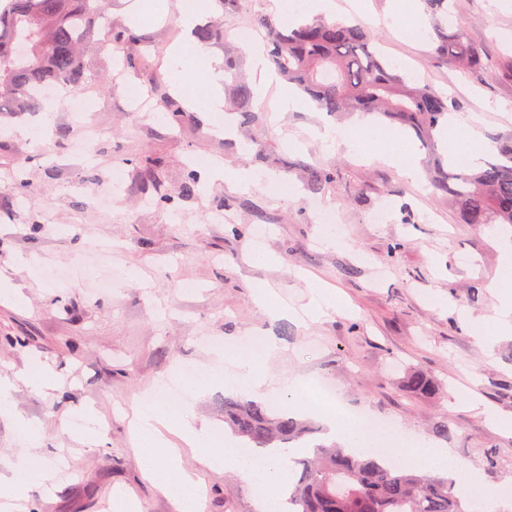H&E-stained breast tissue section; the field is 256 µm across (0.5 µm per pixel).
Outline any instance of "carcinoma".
<instances>
[{"mask_svg":"<svg viewBox=\"0 0 512 512\" xmlns=\"http://www.w3.org/2000/svg\"><path fill=\"white\" fill-rule=\"evenodd\" d=\"M425 2L432 16L448 19L428 33L436 52L455 67L488 71L490 62L481 43L452 20L451 0ZM98 18H104L102 0H0V112L33 111L41 81L82 89L87 82L82 60L86 48L137 44L130 28L109 23L100 29ZM252 25L269 31L271 63L319 111L376 115L411 131L431 152V182L448 199L459 223L512 224V136L502 139L494 160L475 169H446L436 150V134L448 122V98L397 69L365 23L314 17L280 29L260 17ZM223 37V31L213 26L194 31L201 44ZM228 95L242 124L252 123L253 91L234 73ZM129 164L140 170L143 191L155 193V204L173 203L161 191V158L140 156ZM305 179L307 190L319 193L336 181V171L310 166ZM201 183V175L185 167L183 194L192 195ZM406 388L429 398L441 390L436 379L418 371L408 375ZM224 427L245 447L255 449L287 448L316 432L312 420L301 414L245 397L224 399ZM297 464L300 470L289 487V500L300 512H477L445 478L399 464H380L338 444L317 446L313 458Z\"/></svg>","mask_w":512,"mask_h":512,"instance_id":"obj_1","label":"carcinoma"}]
</instances>
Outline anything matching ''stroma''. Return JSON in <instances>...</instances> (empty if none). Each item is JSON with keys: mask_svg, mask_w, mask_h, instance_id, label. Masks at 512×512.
I'll list each match as a JSON object with an SVG mask.
<instances>
[{"mask_svg": "<svg viewBox=\"0 0 512 512\" xmlns=\"http://www.w3.org/2000/svg\"><path fill=\"white\" fill-rule=\"evenodd\" d=\"M137 2L109 0L107 7L113 21L141 36L144 65L123 70L116 64L122 53L112 47L84 57L92 118L102 130L92 161L73 153L81 130L69 120L67 97L42 100L31 112L0 114V275L18 290L0 297V374L39 360L59 381L44 393L17 385L13 414H0V472L19 462L61 468L54 495L32 492L29 512H108L118 492L138 501L142 512H177L140 469L132 411L181 369L210 363L214 342L256 334L278 346L262 364L265 401L290 408V385L327 378L344 404L393 420L411 440L450 449L493 489H512L511 465L489 469L483 462L487 446L512 448V430L486 417L491 411L512 418V334L486 342L478 333L499 306L491 288L501 272L497 232L458 223L427 179H402L376 157L375 144L354 153L312 137V129L324 124L387 132L393 126L357 114L337 119L308 101L279 110L282 79L257 95L260 113L251 126L219 137L210 133L223 118L219 112H137L125 87L138 85L143 98L153 100L151 71L175 75L169 48L188 37L173 9L162 18L132 19ZM362 3L364 17L382 20L374 32L385 54L405 61L418 81L447 96L453 115L490 141L512 133V83L452 67L430 42L401 35L406 20L394 15V0ZM453 12L480 38L492 65L512 59V0H455ZM36 123L47 125L48 141L32 138ZM251 134L264 140L268 158L242 152ZM148 153L168 161L163 188L175 196V210L150 203L126 163ZM17 154L34 158L22 197L12 188L8 165ZM209 156L249 171L252 186L226 183L206 169L205 190L181 196L185 165ZM119 164L125 191L102 205L97 191ZM308 165L336 169L335 182L310 195L303 174ZM275 181L285 183L284 192H267L266 183ZM316 204L335 211V238L315 223ZM214 210L233 215V223H208ZM260 225L266 235L258 244L253 232ZM94 238L121 247L124 270L114 288L92 294L90 281L106 275V268L89 265L72 279L54 273L70 267ZM395 242L401 250L388 255ZM258 252L267 263L254 261ZM312 282L336 299L335 312L319 321L305 324L255 302L263 285L279 305L301 309L310 302ZM410 369L440 379L444 393L428 398L408 392ZM237 393L233 368L224 365L221 383L189 397L195 424L223 430L224 399ZM87 407L105 428L96 446L68 431ZM17 414L41 428L40 447L16 426ZM441 420L452 429L449 437L432 434ZM200 459L197 451L183 455L184 468L207 487L203 512H259L255 489L233 465L212 470Z\"/></svg>", "mask_w": 512, "mask_h": 512, "instance_id": "stroma-1", "label": "stroma"}]
</instances>
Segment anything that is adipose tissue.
I'll list each match as a JSON object with an SVG mask.
<instances>
[{
  "mask_svg": "<svg viewBox=\"0 0 512 512\" xmlns=\"http://www.w3.org/2000/svg\"><path fill=\"white\" fill-rule=\"evenodd\" d=\"M172 52L177 60L187 57L198 60L205 72L202 89L179 81L186 106L198 112L223 111L224 71L219 59L205 53L192 41L175 44ZM440 139L446 145L449 160L469 168L480 165L496 151L473 125L454 117L449 118ZM378 147L381 161L395 167L407 179L420 178L419 159L404 139L384 133L378 139ZM500 264L502 275L494 284L501 302L500 310L484 323V334L489 339L512 332V243L503 246ZM224 354L233 359L243 391L254 397L263 396L267 376L260 369V354L240 350L234 345L225 347ZM325 420L329 440L355 450L373 451L383 459H393L417 470L451 471L457 488L467 497L486 503L495 500L492 489L469 469L454 463L449 449L429 447L424 440L409 445L396 435L371 434L331 414L326 415ZM134 426L141 470L161 493L173 500L177 512H202L205 495L200 478L183 468L179 449L170 447L166 438L170 432L178 434L191 448L205 449L204 463L209 468H223L226 458H234L239 472L252 479L261 490L258 501L261 512H286V491L293 478L291 460L297 456V449L279 450L273 462L256 463L237 455L232 446L214 441L208 428L194 427L190 415L174 414L162 402L138 405L134 411ZM56 487L47 467L9 466L7 472L0 474V512H16L19 502L29 500L33 490H40L42 496L49 497Z\"/></svg>",
  "mask_w": 512,
  "mask_h": 512,
  "instance_id": "ef3b65f1",
  "label": "adipose tissue"
}]
</instances>
